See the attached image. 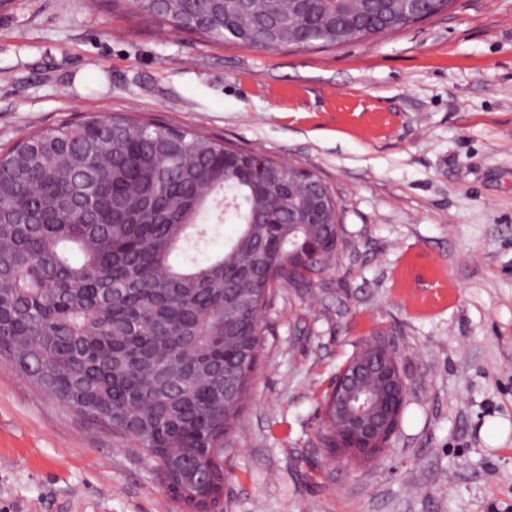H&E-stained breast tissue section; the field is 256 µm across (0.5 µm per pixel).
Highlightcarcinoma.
<instances>
[{
  "instance_id": "carcinoma-1",
  "label": "carcinoma",
  "mask_w": 512,
  "mask_h": 512,
  "mask_svg": "<svg viewBox=\"0 0 512 512\" xmlns=\"http://www.w3.org/2000/svg\"><path fill=\"white\" fill-rule=\"evenodd\" d=\"M107 0L213 43L331 49L452 0ZM295 166L151 119L91 115L0 152V359L154 462L183 512H224V439L244 410L272 290L336 260L333 189ZM231 193V205L219 195ZM235 219L200 264L209 211ZM184 256L177 266L173 257Z\"/></svg>"
}]
</instances>
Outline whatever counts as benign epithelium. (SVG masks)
<instances>
[{"mask_svg":"<svg viewBox=\"0 0 512 512\" xmlns=\"http://www.w3.org/2000/svg\"><path fill=\"white\" fill-rule=\"evenodd\" d=\"M336 435L354 441L350 452L375 456L399 427L408 389L393 345H361L336 376Z\"/></svg>","mask_w":512,"mask_h":512,"instance_id":"benign-epithelium-1","label":"benign epithelium"}]
</instances>
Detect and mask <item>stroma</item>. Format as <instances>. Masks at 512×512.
<instances>
[{
	"mask_svg": "<svg viewBox=\"0 0 512 512\" xmlns=\"http://www.w3.org/2000/svg\"><path fill=\"white\" fill-rule=\"evenodd\" d=\"M144 115L311 170L344 235L279 289L224 447V512H512V0L336 49L210 44L84 0L0 9V146ZM385 337L408 385L380 458L331 461L322 402ZM0 512H177L142 451L0 362Z\"/></svg>",
	"mask_w": 512,
	"mask_h": 512,
	"instance_id": "obj_1",
	"label": "stroma"
}]
</instances>
